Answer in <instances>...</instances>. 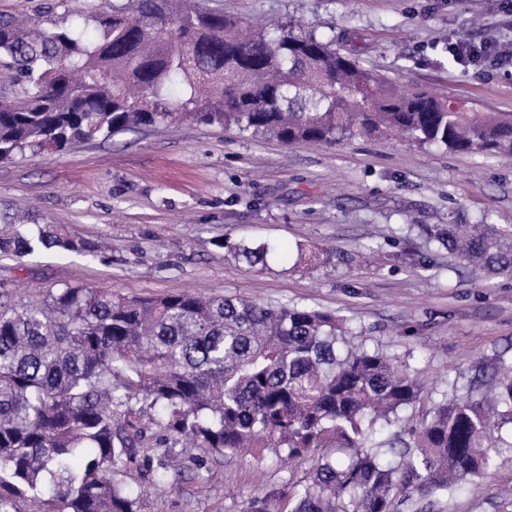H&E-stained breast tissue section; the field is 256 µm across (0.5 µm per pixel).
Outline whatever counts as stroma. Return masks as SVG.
<instances>
[{
    "instance_id": "35a3bbf8",
    "label": "stroma",
    "mask_w": 512,
    "mask_h": 512,
    "mask_svg": "<svg viewBox=\"0 0 512 512\" xmlns=\"http://www.w3.org/2000/svg\"><path fill=\"white\" fill-rule=\"evenodd\" d=\"M230 16L299 20L336 30L358 63L397 85L512 113V60L464 66L451 41L512 43V14L498 0H205ZM0 15L51 27L59 0H0ZM29 208L102 243L92 260L39 251L0 259L17 296L59 284L129 296L192 290L274 305L333 311L352 344L405 362L423 386L401 414L417 425L449 385L466 392L479 368L512 358V277L455 268L427 242L436 224H512V157L422 149L403 139L333 146L283 144L184 121L142 127L61 153L0 161V214ZM268 246L264 263L238 257ZM494 468L442 498L435 512H512V424L493 430ZM152 449L137 451L123 480L145 512H244L255 495L305 479L317 455L284 465L272 450L215 456L171 442V485L149 475Z\"/></svg>"
}]
</instances>
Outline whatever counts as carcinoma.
Here are the masks:
<instances>
[{"label":"carcinoma","mask_w":512,"mask_h":512,"mask_svg":"<svg viewBox=\"0 0 512 512\" xmlns=\"http://www.w3.org/2000/svg\"><path fill=\"white\" fill-rule=\"evenodd\" d=\"M73 2L41 28L0 16V55L23 87L0 99V161L141 126L193 120L284 144L404 136L420 148L512 155V115L403 91L327 37L273 28L186 0L105 13ZM97 34L88 36L87 22ZM181 85L179 100L168 96ZM429 238L464 268L512 274L511 224H437ZM98 246L52 225L0 235V258ZM251 265L267 248L239 247ZM421 397L403 362L354 347L346 320L298 305L174 293L134 297L63 284L35 299L0 282V512H142L117 475L135 449L184 440L220 456L321 452L310 476L253 497L244 512H400L488 473L489 411L512 423V361L436 403L405 439L376 436ZM162 433L146 443L141 420Z\"/></svg>","instance_id":"1"}]
</instances>
